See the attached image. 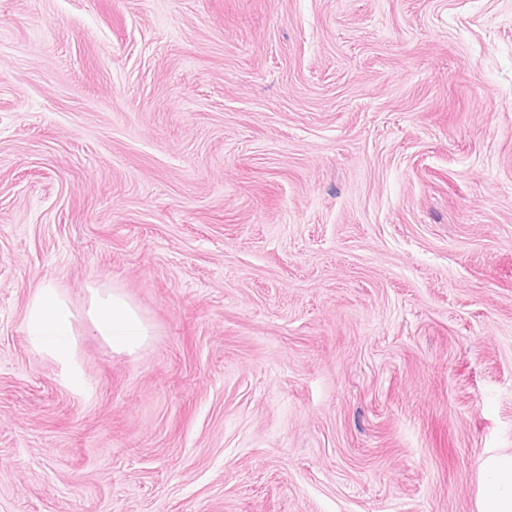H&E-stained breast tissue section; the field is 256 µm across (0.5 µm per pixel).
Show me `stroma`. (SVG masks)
Wrapping results in <instances>:
<instances>
[{"mask_svg": "<svg viewBox=\"0 0 512 512\" xmlns=\"http://www.w3.org/2000/svg\"><path fill=\"white\" fill-rule=\"evenodd\" d=\"M53 283L84 391L23 330ZM512 449V0H0V512H475ZM87 289L89 296L83 318L92 333L112 352L137 355L152 336L151 325L120 289L93 286Z\"/></svg>", "mask_w": 512, "mask_h": 512, "instance_id": "35a3bbf8", "label": "stroma"}]
</instances>
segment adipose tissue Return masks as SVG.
Masks as SVG:
<instances>
[{
  "label": "adipose tissue",
  "instance_id": "1",
  "mask_svg": "<svg viewBox=\"0 0 512 512\" xmlns=\"http://www.w3.org/2000/svg\"><path fill=\"white\" fill-rule=\"evenodd\" d=\"M79 317L117 353L138 354L152 334L151 325L117 288L89 287L87 305ZM79 317L57 287L44 283L29 297L23 322L31 348L55 361L65 382L76 389L83 386L74 327ZM476 509L477 512H512V452L491 450L483 457Z\"/></svg>",
  "mask_w": 512,
  "mask_h": 512
}]
</instances>
